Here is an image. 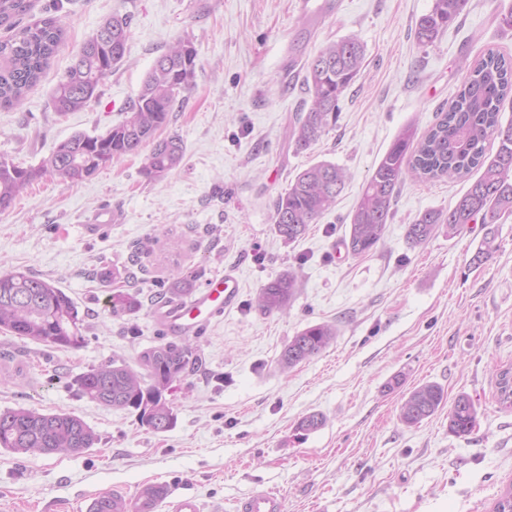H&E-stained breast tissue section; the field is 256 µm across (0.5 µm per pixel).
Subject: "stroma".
<instances>
[{
    "label": "stroma",
    "mask_w": 512,
    "mask_h": 512,
    "mask_svg": "<svg viewBox=\"0 0 512 512\" xmlns=\"http://www.w3.org/2000/svg\"><path fill=\"white\" fill-rule=\"evenodd\" d=\"M313 4L305 18L296 0H34L17 19L22 28L52 17L63 29L40 81L0 109V156L24 167L73 133L122 122L171 42L191 40L197 59L192 88L157 133L182 139L179 167L150 180L142 155H124L76 184L43 178L0 213V271L53 282L85 316L77 348L0 332V352L11 356L0 364V410L67 412L98 437L78 454L1 449L0 512H87L98 494L153 484L225 512L256 486L277 491L286 512H491L512 484V406L499 403L496 384L499 369H512V214L495 224L496 249L479 265L480 224L442 228L410 246L408 224L454 205L468 183L408 178L383 241L361 257L341 250L363 183L403 128L425 133L448 107L465 76L460 62L491 49L512 57V28L500 22L512 0H468L427 46L414 29L433 0ZM115 15L131 20L124 63L87 107L58 114L52 92L73 54ZM346 36L365 46L361 76L342 95L335 126L295 151L288 129L306 97L303 66ZM323 160L348 175L336 208L286 242L273 230L274 201ZM106 208L111 224L91 231ZM104 259L132 270L137 313L113 316L97 275ZM187 267L201 285L235 271L241 290L201 333V362L170 396L175 427L154 434L134 409L81 397L74 379L111 360L137 367L162 332L156 288ZM287 271L298 280L293 300L263 313L260 289ZM322 322L335 326V340L281 368L288 340ZM426 383L442 387L446 404L406 426L402 403ZM462 394L478 425L458 437L447 406ZM312 413L324 425L299 430Z\"/></svg>",
    "instance_id": "stroma-1"
}]
</instances>
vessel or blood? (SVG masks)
Listing matches in <instances>:
<instances>
[{
  "label": "vessel or blood",
  "instance_id": "vessel-or-blood-1",
  "mask_svg": "<svg viewBox=\"0 0 512 512\" xmlns=\"http://www.w3.org/2000/svg\"><path fill=\"white\" fill-rule=\"evenodd\" d=\"M240 280L233 272L211 278L205 288L190 299L159 306L157 315L167 331L176 336H193L239 298ZM233 512H285V503L276 492L256 488L237 500Z\"/></svg>",
  "mask_w": 512,
  "mask_h": 512
}]
</instances>
